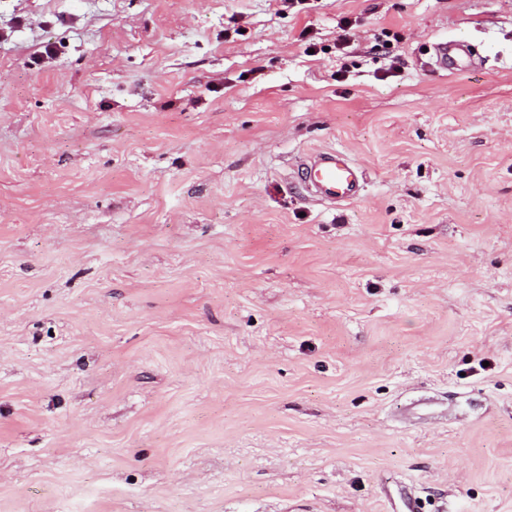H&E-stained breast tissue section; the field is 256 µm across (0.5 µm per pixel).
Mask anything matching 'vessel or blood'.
<instances>
[{
    "label": "vessel or blood",
    "instance_id": "vessel-or-blood-1",
    "mask_svg": "<svg viewBox=\"0 0 512 512\" xmlns=\"http://www.w3.org/2000/svg\"><path fill=\"white\" fill-rule=\"evenodd\" d=\"M466 54L465 41L441 42L435 47V64L444 71L459 70ZM299 169L307 190L319 200L348 203L360 194V169L342 153L323 151L313 154L300 163Z\"/></svg>",
    "mask_w": 512,
    "mask_h": 512
}]
</instances>
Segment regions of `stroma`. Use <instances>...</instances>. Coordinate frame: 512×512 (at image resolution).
Listing matches in <instances>:
<instances>
[{"mask_svg": "<svg viewBox=\"0 0 512 512\" xmlns=\"http://www.w3.org/2000/svg\"><path fill=\"white\" fill-rule=\"evenodd\" d=\"M407 495L512 512V0H0V512ZM467 54V43L462 40L441 42L435 45V64L442 71L461 70ZM300 176L311 195L319 200L348 203L361 191L359 167L346 155L323 151L307 157L298 166Z\"/></svg>", "mask_w": 512, "mask_h": 512, "instance_id": "obj_1", "label": "stroma"}]
</instances>
